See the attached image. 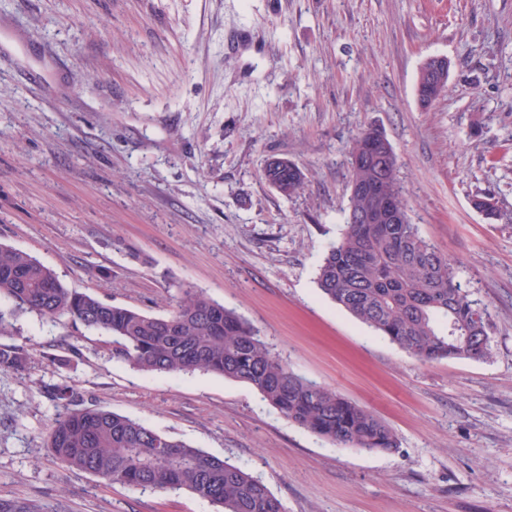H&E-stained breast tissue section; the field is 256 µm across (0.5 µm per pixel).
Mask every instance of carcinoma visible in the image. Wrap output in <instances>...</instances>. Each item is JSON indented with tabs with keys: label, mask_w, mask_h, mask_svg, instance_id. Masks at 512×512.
<instances>
[{
	"label": "carcinoma",
	"mask_w": 512,
	"mask_h": 512,
	"mask_svg": "<svg viewBox=\"0 0 512 512\" xmlns=\"http://www.w3.org/2000/svg\"><path fill=\"white\" fill-rule=\"evenodd\" d=\"M384 134L366 128L349 152L350 205L342 236L325 253L317 275L321 293L360 322L423 362L490 355L489 312L471 299L448 257L426 241L407 214L364 224L363 213L383 202L400 208L398 159ZM264 180L286 197L297 194L305 173L297 164L270 160ZM495 195L473 200L496 216ZM0 335L8 315L31 312L55 321L66 316L112 336V359L146 373L202 370L254 389L292 423L340 448L392 451L393 431L365 408L288 369L251 325L202 292H186L166 316L106 303L66 288L56 273L28 253L0 244ZM21 345L0 344V371L28 369ZM59 411L50 453L63 465L108 483L180 490L220 512H283L280 500L244 466L159 434L143 423L100 408L68 385L48 389Z\"/></svg>",
	"instance_id": "obj_1"
}]
</instances>
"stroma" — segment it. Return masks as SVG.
Here are the masks:
<instances>
[{
    "mask_svg": "<svg viewBox=\"0 0 512 512\" xmlns=\"http://www.w3.org/2000/svg\"><path fill=\"white\" fill-rule=\"evenodd\" d=\"M436 55L448 88L423 111ZM370 126L398 156L411 223L487 306L488 359L420 362L318 290ZM273 156L304 170L295 197L264 181ZM485 192L498 219L472 206ZM0 244L155 316L206 293L399 444L334 447L247 385L145 374L106 333L20 313L0 342L34 361L0 372V500L217 512L53 461L45 387L66 384L245 466L285 512H512V0H0Z\"/></svg>",
    "mask_w": 512,
    "mask_h": 512,
    "instance_id": "35a3bbf8",
    "label": "stroma"
}]
</instances>
